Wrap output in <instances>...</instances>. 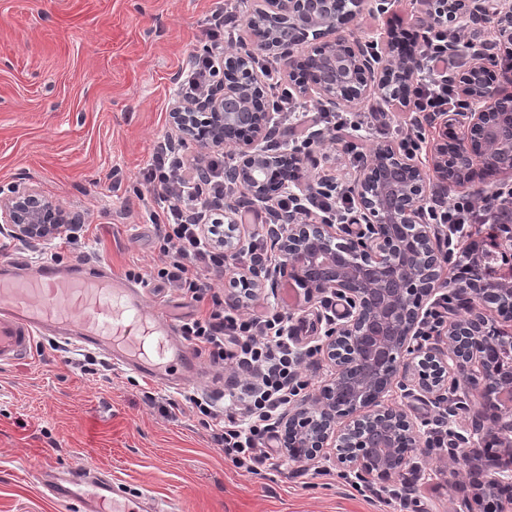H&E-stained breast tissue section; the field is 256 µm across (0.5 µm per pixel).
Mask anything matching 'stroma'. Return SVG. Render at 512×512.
I'll return each mask as SVG.
<instances>
[{
    "label": "stroma",
    "instance_id": "35a3bbf8",
    "mask_svg": "<svg viewBox=\"0 0 512 512\" xmlns=\"http://www.w3.org/2000/svg\"><path fill=\"white\" fill-rule=\"evenodd\" d=\"M235 0H0V192L34 186L65 210L83 215L76 245L60 261L93 260L124 276L150 270L160 240L149 220L155 190L141 172L153 147L171 133L178 78L199 51L215 13ZM413 0L361 15L351 38L410 27ZM359 105V124L342 142L312 156L314 175L350 186L365 150L394 142L408 110ZM81 352L39 339L28 360L0 368V512H78L43 492L36 471L49 463L78 471L101 467L130 492L178 498L181 512H455L473 478L456 473L447 449H429L428 472L408 500L371 479L355 491L324 461L288 462L256 474L239 472L188 407L175 418L159 407L180 393L226 391L208 370L183 391L112 366L81 373Z\"/></svg>",
    "mask_w": 512,
    "mask_h": 512
}]
</instances>
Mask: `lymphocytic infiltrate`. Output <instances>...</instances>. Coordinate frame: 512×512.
<instances>
[{"label": "lymphocytic infiltrate", "mask_w": 512, "mask_h": 512, "mask_svg": "<svg viewBox=\"0 0 512 512\" xmlns=\"http://www.w3.org/2000/svg\"><path fill=\"white\" fill-rule=\"evenodd\" d=\"M236 25L237 18L231 13L215 15L209 45L188 61L191 78L185 89L187 96H195L217 76L215 53L223 47L222 31ZM452 46L457 49L453 55L448 52ZM421 50L425 66L409 101L410 130L397 139L399 150L413 155L422 151L426 128L439 114L461 112L468 107L454 86L459 60L476 52L495 55L497 45L492 38L475 40L462 35L449 22L447 10L438 5L432 20L425 25ZM185 167L183 155L164 141L157 144L142 172L144 182L159 188L149 215L161 238L162 260L154 274L184 297L207 305L204 315L181 324L180 334L211 365L233 370L232 397L240 413L223 415L211 401L192 395L186 401L210 430L212 441L225 458L236 468L253 474L267 460L263 448L271 438L275 415L289 396L304 390L306 384L299 376L297 356L286 339L288 321L280 311L270 309L242 316L205 284L208 273L230 269L218 243L224 227L216 223L213 210L199 205L203 198L223 199L224 158L219 155L208 160L206 167L212 177L200 191L188 190L182 178ZM351 202L349 193L337 189L318 191L302 201L282 195L262 206L261 221L278 224L281 214L287 212L339 222L350 214ZM425 210L433 224H512V187L482 196L463 193L447 201L434 199Z\"/></svg>", "instance_id": "obj_1"}]
</instances>
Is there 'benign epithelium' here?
Segmentation results:
<instances>
[{"mask_svg": "<svg viewBox=\"0 0 512 512\" xmlns=\"http://www.w3.org/2000/svg\"><path fill=\"white\" fill-rule=\"evenodd\" d=\"M247 28L253 48L231 60L230 80L220 79L193 99L176 98L169 112L171 138L206 149H233L241 162L224 167V181L238 195L224 197V253H238L246 234L234 223L242 200L271 202L274 194L309 196L321 183L308 159L291 151L273 155L268 143L278 114L260 108L266 89L254 55L303 78L298 92L326 110L372 100H406L422 68L416 51L401 53L383 34L349 40L347 21L385 9L374 0H250ZM448 17L465 29L494 16L502 45L512 56V0H446ZM469 101L465 112L439 122L457 128L451 148L433 147L429 174L413 158L381 144L352 175L355 209L350 223L286 216L274 232L278 260L264 275L241 272V289L228 301L244 307L289 276L305 302L328 309L327 329L316 345L330 371L316 393L291 398L277 418L290 459H331L362 482L425 478L418 459L431 447L430 429L408 420L389 399L399 388L415 390L442 407L454 465L484 476L457 512H482L491 493L512 488V264H492L495 252H512V224L427 223L424 206L437 194L482 195L479 167L512 178V94L492 82L484 60L471 58L458 77ZM36 189L16 185L0 197V235L33 247L56 235L59 224H79ZM448 300V328L423 343L433 308Z\"/></svg>", "mask_w": 512, "mask_h": 512, "instance_id": "1", "label": "benign epithelium"}]
</instances>
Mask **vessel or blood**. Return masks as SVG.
<instances>
[{
    "label": "vessel or blood",
    "mask_w": 512,
    "mask_h": 512,
    "mask_svg": "<svg viewBox=\"0 0 512 512\" xmlns=\"http://www.w3.org/2000/svg\"><path fill=\"white\" fill-rule=\"evenodd\" d=\"M40 337L102 354L114 368L154 380L171 363L185 381L200 371L174 318L163 307L146 306L143 284L114 278L95 264L45 263L32 274L0 268V366L28 358ZM37 478L45 493L77 504L80 512H123L127 492L108 473L44 465Z\"/></svg>",
    "instance_id": "1"
}]
</instances>
